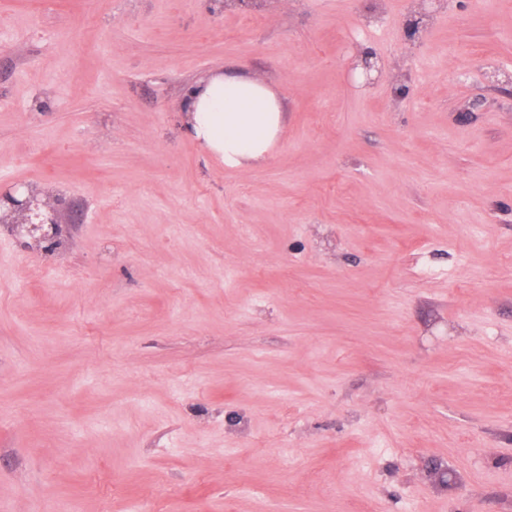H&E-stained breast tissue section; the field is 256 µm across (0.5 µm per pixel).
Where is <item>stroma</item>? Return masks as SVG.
Returning <instances> with one entry per match:
<instances>
[{"label": "stroma", "instance_id": "stroma-1", "mask_svg": "<svg viewBox=\"0 0 512 512\" xmlns=\"http://www.w3.org/2000/svg\"><path fill=\"white\" fill-rule=\"evenodd\" d=\"M216 70L286 105L246 170ZM14 187L0 512H512V0H0ZM180 111L181 130L204 154L235 169L266 160L286 118L272 85L244 71L203 77L186 91ZM10 204V205H9ZM9 204L0 198V212L7 211L10 206L13 218L4 219L0 216L2 224H16L19 232L35 236L39 233L40 239H49L58 232V214L48 200H38L31 192L22 197L18 190L10 192Z\"/></svg>", "mask_w": 512, "mask_h": 512}]
</instances>
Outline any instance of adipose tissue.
Wrapping results in <instances>:
<instances>
[{"label":"adipose tissue","mask_w":512,"mask_h":512,"mask_svg":"<svg viewBox=\"0 0 512 512\" xmlns=\"http://www.w3.org/2000/svg\"><path fill=\"white\" fill-rule=\"evenodd\" d=\"M181 129L226 167L267 159L285 124V106L264 78L244 71L208 74L184 94Z\"/></svg>","instance_id":"obj_1"}]
</instances>
